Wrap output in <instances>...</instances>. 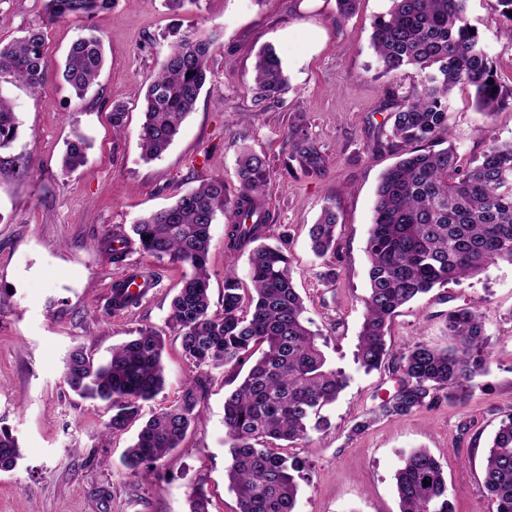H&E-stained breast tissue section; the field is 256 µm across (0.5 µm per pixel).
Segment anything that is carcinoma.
<instances>
[{
    "label": "carcinoma",
    "instance_id": "1",
    "mask_svg": "<svg viewBox=\"0 0 512 512\" xmlns=\"http://www.w3.org/2000/svg\"><path fill=\"white\" fill-rule=\"evenodd\" d=\"M116 0H46L47 20L83 19L110 9ZM388 13L374 20L372 47L379 74L397 79L410 69L421 77L406 94L387 89L392 111L391 146L402 158L385 171L376 191L373 223L366 241L369 292L358 335L356 360L378 369L388 356L386 337L397 310L435 287L473 278L489 264H512V142L491 140L478 158L462 163L451 143L448 98L460 85L471 88L477 111L490 121L512 101V87L499 79L483 51L478 33L465 19L467 0H391ZM42 31L30 30L0 44V78L31 88L45 81ZM211 41L185 30L145 92L139 132L142 157L162 156L193 111L209 73ZM105 64L103 40L94 33L71 45L62 71L78 96L96 82ZM253 102L265 111L288 86L282 62L270 48L254 64ZM494 83H488V80ZM19 124L12 103L0 91V150L16 139ZM291 151L285 170L298 162L305 174L325 167V159L299 129L286 134ZM87 142L67 145L63 168L83 166ZM238 188L229 195L224 180L212 178L182 194L173 205L132 225L139 250L159 261L180 265L181 288L171 304L170 321L181 337L183 355L198 369L177 404L153 413L141 426L123 464L133 474L150 476L179 447L201 413L210 369L232 378L250 365L246 376L224 400V444L229 448L225 480L237 512H295L300 483L309 481L306 462L285 452L312 431L332 427L322 409L346 385L344 373L328 364L305 316L306 306L293 284L290 260L271 237L265 197L270 182L267 161L242 154ZM229 219L225 252L229 259L249 251L251 288L244 291L233 272L224 278L223 311L211 312L208 255L217 213ZM312 250L330 257L324 276L336 278V214L323 211L310 230ZM139 298L113 285L112 308L125 309ZM486 315L478 308L448 311L450 345L435 349L418 341L395 357L400 374L392 395L370 408L351 428L363 433L377 420L413 414L445 400L467 404L476 378L486 374ZM164 339L140 329L96 361L84 348L70 351L64 381L84 398L98 399L112 412L107 429L123 431L142 418L144 403L165 383ZM21 459L11 431L0 427V471ZM431 481L428 486L423 480ZM483 483L491 512H512V415L501 420L483 463ZM400 512H453L441 463L425 448L415 449L396 473Z\"/></svg>",
    "mask_w": 512,
    "mask_h": 512
}]
</instances>
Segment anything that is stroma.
Here are the masks:
<instances>
[{"label": "stroma", "mask_w": 512, "mask_h": 512, "mask_svg": "<svg viewBox=\"0 0 512 512\" xmlns=\"http://www.w3.org/2000/svg\"><path fill=\"white\" fill-rule=\"evenodd\" d=\"M391 0H358L346 21L336 0H117L90 18L55 23L45 0H0V42L28 30L45 35L47 78L36 89L0 85L20 123L19 136L0 151V426L10 427L22 457L0 472V512H189L195 493L210 512H235L224 469V372L211 370L201 415L158 475H132L122 456L137 426L108 434L103 403L75 395L63 382L68 351L82 346L96 358L153 328L165 338L163 390L144 416L175 404L196 370L168 323L184 269L142 254L131 227L142 216L171 205L210 178L236 189L243 149L265 156L271 169L266 208L284 244L306 316L325 338V354L344 371L347 384L327 410L333 427L311 433L291 455L311 466L297 512H399L395 474L403 456L426 448L447 475L454 512H489L483 457L501 419L512 414V264H490L479 276L434 289L400 309L388 342L393 354L421 340L446 347L445 312L480 305L488 319L489 371L477 378L467 405L439 402L405 417L384 418L361 434L352 425L392 393L390 364L361 368L354 352L368 293L365 242L382 172L397 160L390 147L387 78L376 68L372 23ZM466 18L504 85H512V38L498 20L496 0H468ZM196 27L212 38L210 73L195 109L168 151L147 162L140 155L141 90L170 54L179 34ZM102 37L107 61L96 85L77 97L59 70L71 43L87 29ZM272 46L289 88L279 102L256 111L251 88L255 55ZM128 115L112 130L113 103ZM452 141L462 160L481 155L485 131L512 139V106L491 122L476 111L468 87L449 101ZM303 126L326 159L321 173L288 174L283 162L291 124ZM89 142L86 163L62 170L67 143ZM337 215L341 261L335 281L311 249L309 229L325 207ZM225 216L211 226V310H222L224 276L248 281V258L234 266L224 257ZM287 240H279V232ZM127 235L125 257L112 259L113 233ZM144 268L156 282L149 298L114 310L112 286Z\"/></svg>", "instance_id": "obj_1"}]
</instances>
